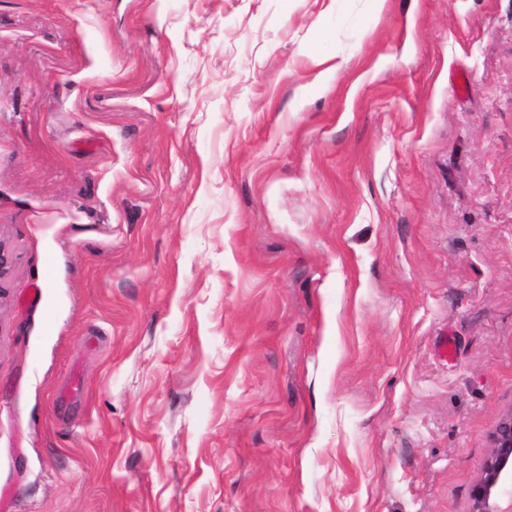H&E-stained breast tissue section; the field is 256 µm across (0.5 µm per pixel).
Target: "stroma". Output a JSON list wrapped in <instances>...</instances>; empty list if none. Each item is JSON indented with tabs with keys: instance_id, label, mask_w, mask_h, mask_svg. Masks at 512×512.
Masks as SVG:
<instances>
[{
	"instance_id": "obj_1",
	"label": "stroma",
	"mask_w": 512,
	"mask_h": 512,
	"mask_svg": "<svg viewBox=\"0 0 512 512\" xmlns=\"http://www.w3.org/2000/svg\"><path fill=\"white\" fill-rule=\"evenodd\" d=\"M0 244V512H472L512 0H0Z\"/></svg>"
}]
</instances>
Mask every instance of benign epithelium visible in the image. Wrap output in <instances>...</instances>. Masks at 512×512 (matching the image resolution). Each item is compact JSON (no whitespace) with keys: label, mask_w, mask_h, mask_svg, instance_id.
Here are the masks:
<instances>
[{"label":"benign epithelium","mask_w":512,"mask_h":512,"mask_svg":"<svg viewBox=\"0 0 512 512\" xmlns=\"http://www.w3.org/2000/svg\"><path fill=\"white\" fill-rule=\"evenodd\" d=\"M473 512H512V414L492 435V452L474 493Z\"/></svg>","instance_id":"obj_1"}]
</instances>
